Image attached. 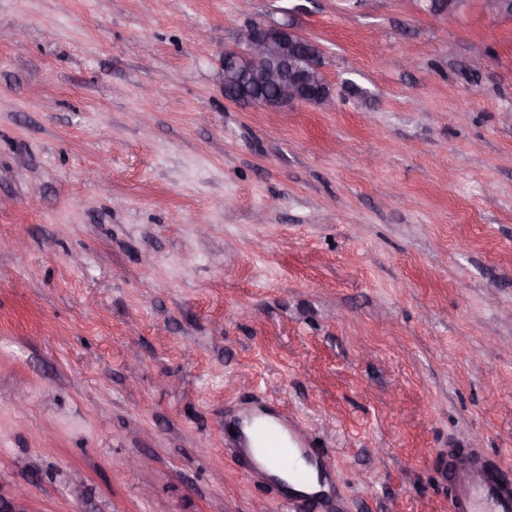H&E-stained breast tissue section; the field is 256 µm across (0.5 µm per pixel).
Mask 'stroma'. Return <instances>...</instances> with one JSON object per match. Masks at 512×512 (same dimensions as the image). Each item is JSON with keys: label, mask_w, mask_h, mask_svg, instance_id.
<instances>
[{"label": "stroma", "mask_w": 512, "mask_h": 512, "mask_svg": "<svg viewBox=\"0 0 512 512\" xmlns=\"http://www.w3.org/2000/svg\"><path fill=\"white\" fill-rule=\"evenodd\" d=\"M254 20L321 47L333 108L225 97ZM266 396L349 512H448L451 441L512 464V18L0 0V495L286 512L224 450Z\"/></svg>", "instance_id": "35a3bbf8"}]
</instances>
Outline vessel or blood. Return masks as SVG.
<instances>
[{"label": "vessel or blood", "instance_id": "b4317fda", "mask_svg": "<svg viewBox=\"0 0 512 512\" xmlns=\"http://www.w3.org/2000/svg\"><path fill=\"white\" fill-rule=\"evenodd\" d=\"M224 427V442L248 477L269 479L287 466L280 502L288 512L300 503L323 506L325 493L314 485L330 470L332 459L297 419L257 406L239 411ZM434 455L438 481L448 490V512H512V469L500 458L454 443Z\"/></svg>", "mask_w": 512, "mask_h": 512}]
</instances>
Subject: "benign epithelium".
Wrapping results in <instances>:
<instances>
[{
  "instance_id": "obj_1",
  "label": "benign epithelium",
  "mask_w": 512,
  "mask_h": 512,
  "mask_svg": "<svg viewBox=\"0 0 512 512\" xmlns=\"http://www.w3.org/2000/svg\"><path fill=\"white\" fill-rule=\"evenodd\" d=\"M461 0H433L431 11L437 15L454 16ZM239 48L224 51V93L231 90L242 77L273 89V97L254 100L261 110L284 107L333 104V94L319 60L303 62L298 49L315 43L295 34L286 25L252 23L242 28L237 37ZM25 492L20 490L11 498L0 496V512H28Z\"/></svg>"
}]
</instances>
